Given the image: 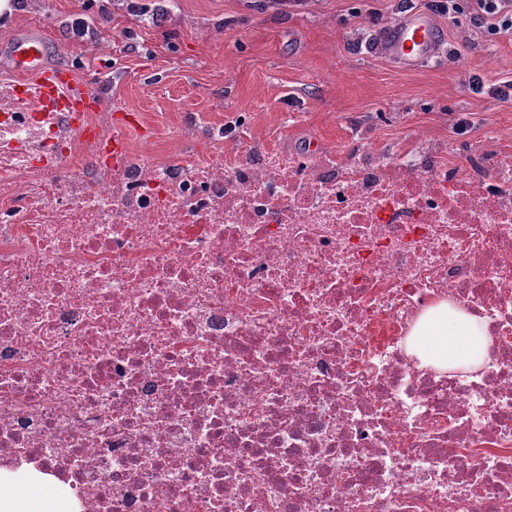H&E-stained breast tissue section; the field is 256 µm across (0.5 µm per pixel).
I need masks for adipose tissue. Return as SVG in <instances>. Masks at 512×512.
Here are the masks:
<instances>
[{
    "mask_svg": "<svg viewBox=\"0 0 512 512\" xmlns=\"http://www.w3.org/2000/svg\"><path fill=\"white\" fill-rule=\"evenodd\" d=\"M410 352L422 364L436 368L477 369L488 352L486 326L476 317L450 310L447 304L437 305L415 327Z\"/></svg>",
    "mask_w": 512,
    "mask_h": 512,
    "instance_id": "1",
    "label": "adipose tissue"
}]
</instances>
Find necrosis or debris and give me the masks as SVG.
Here are the masks:
<instances>
[{"label": "necrosis or debris", "instance_id": "4bbe7bcc", "mask_svg": "<svg viewBox=\"0 0 512 512\" xmlns=\"http://www.w3.org/2000/svg\"><path fill=\"white\" fill-rule=\"evenodd\" d=\"M0 79V479L73 512H512V151L103 153ZM487 326L474 371L408 339ZM486 336V326L478 318L442 303L419 321L409 351L424 365L469 371L479 368L487 356Z\"/></svg>", "mask_w": 512, "mask_h": 512}]
</instances>
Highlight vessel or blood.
<instances>
[{
  "label": "vessel or blood",
  "instance_id": "1",
  "mask_svg": "<svg viewBox=\"0 0 512 512\" xmlns=\"http://www.w3.org/2000/svg\"><path fill=\"white\" fill-rule=\"evenodd\" d=\"M381 44L393 61L410 69L437 54L440 37L427 15L410 11L391 27ZM11 48L13 68L21 75L16 87L19 97H26L34 87L41 100L53 109L82 112L90 104L101 107L103 100L95 87L77 80L70 68L44 66L47 42L42 35L15 39Z\"/></svg>",
  "mask_w": 512,
  "mask_h": 512
}]
</instances>
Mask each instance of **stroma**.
Instances as JSON below:
<instances>
[{
    "mask_svg": "<svg viewBox=\"0 0 512 512\" xmlns=\"http://www.w3.org/2000/svg\"><path fill=\"white\" fill-rule=\"evenodd\" d=\"M14 0L0 76L11 74L9 42L31 31L49 43L48 60L98 83L109 112L137 114L132 147L177 153L184 114L218 127L243 117L272 144L346 146L369 135L374 146L408 142L416 132L464 153L491 137L512 148V103L496 94L512 82V33L478 30L468 0L454 19L438 15L442 50L398 67L379 41L408 10L428 0H312L298 9L270 0ZM93 30L73 36L74 19ZM482 78L474 92L470 77Z\"/></svg>",
    "mask_w": 512,
    "mask_h": 512,
    "instance_id": "35a3bbf8",
    "label": "stroma"
}]
</instances>
